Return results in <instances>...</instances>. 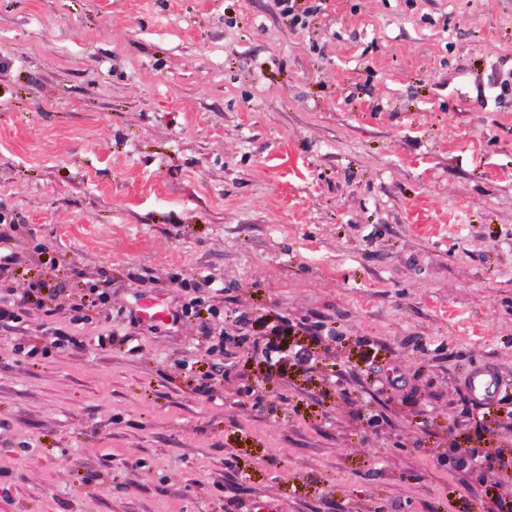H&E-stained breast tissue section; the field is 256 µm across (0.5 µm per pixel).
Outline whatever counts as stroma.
Segmentation results:
<instances>
[{
    "label": "stroma",
    "instance_id": "1",
    "mask_svg": "<svg viewBox=\"0 0 512 512\" xmlns=\"http://www.w3.org/2000/svg\"><path fill=\"white\" fill-rule=\"evenodd\" d=\"M298 4L0 0V289L57 288L0 324V512L512 504V0ZM205 277L218 315L132 324ZM232 312L309 360L267 367ZM483 365L498 412L454 429ZM499 384V373L492 366L471 369L462 380V385L470 396L483 403L493 400Z\"/></svg>",
    "mask_w": 512,
    "mask_h": 512
}]
</instances>
